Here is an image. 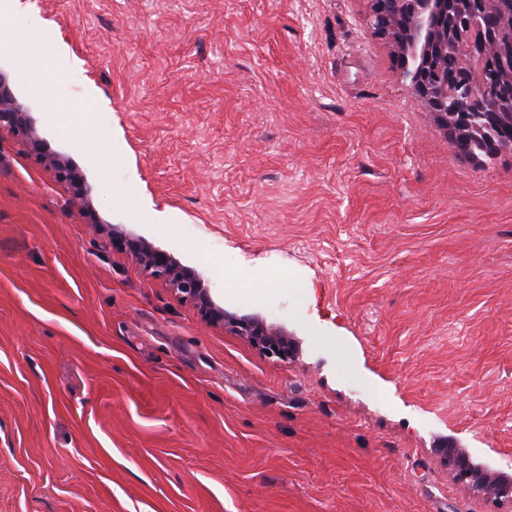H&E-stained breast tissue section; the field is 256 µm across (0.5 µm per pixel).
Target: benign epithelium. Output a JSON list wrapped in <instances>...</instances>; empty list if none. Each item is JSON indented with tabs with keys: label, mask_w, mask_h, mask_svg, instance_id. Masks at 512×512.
<instances>
[{
	"label": "benign epithelium",
	"mask_w": 512,
	"mask_h": 512,
	"mask_svg": "<svg viewBox=\"0 0 512 512\" xmlns=\"http://www.w3.org/2000/svg\"><path fill=\"white\" fill-rule=\"evenodd\" d=\"M370 26L394 48L397 76L409 93L451 137L466 125L486 138L493 154L512 149V0H372ZM464 36L473 61L484 59L486 45L496 48L485 73L492 80L500 79L497 96L485 95L472 80L467 65L460 64L446 73L433 67L439 42H444L452 55ZM3 129L22 140L32 154H40V138L29 113L1 89L0 131ZM41 162L59 182L73 181V173L61 159L43 158ZM112 238L123 241L146 278L162 283L179 299L191 303L204 323L230 329L268 357L288 358L291 346L286 331L257 316L226 311L213 300L202 273L145 238L126 237L115 225ZM436 452L458 483L476 493L487 492L488 467L478 457L452 444ZM496 483L497 501L512 504V475L501 473Z\"/></svg>",
	"instance_id": "7a95c632"
}]
</instances>
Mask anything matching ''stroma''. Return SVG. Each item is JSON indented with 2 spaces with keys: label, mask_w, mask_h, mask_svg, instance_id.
Instances as JSON below:
<instances>
[{
  "label": "stroma",
  "mask_w": 512,
  "mask_h": 512,
  "mask_svg": "<svg viewBox=\"0 0 512 512\" xmlns=\"http://www.w3.org/2000/svg\"><path fill=\"white\" fill-rule=\"evenodd\" d=\"M371 6L0 13V70L91 187L71 206L0 134V512H493L436 450L512 472V151H458ZM115 224L294 356L204 324Z\"/></svg>",
  "instance_id": "35a3bbf8"
}]
</instances>
